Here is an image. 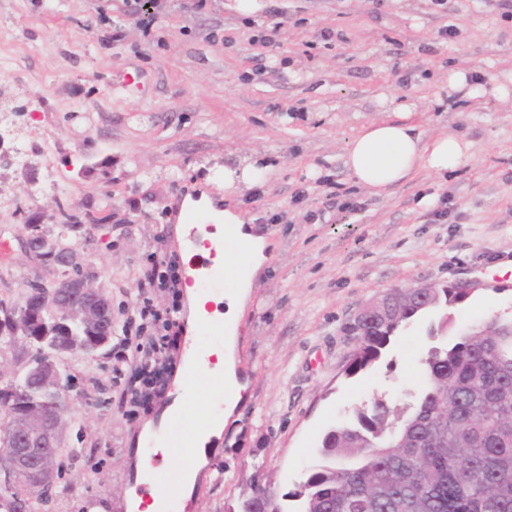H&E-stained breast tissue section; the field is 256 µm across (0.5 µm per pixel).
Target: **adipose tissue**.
I'll list each match as a JSON object with an SVG mask.
<instances>
[{
    "label": "adipose tissue",
    "instance_id": "1",
    "mask_svg": "<svg viewBox=\"0 0 512 512\" xmlns=\"http://www.w3.org/2000/svg\"><path fill=\"white\" fill-rule=\"evenodd\" d=\"M465 158L466 145L461 137L446 134L427 141L411 124L384 121L361 128L346 153L345 166L358 186L380 194L423 169L439 175L456 170ZM214 220V230L206 236L208 244L203 247V254L213 255L215 265L233 267L242 289L251 287L256 272L267 259L264 242L249 232L235 210L227 208L215 213ZM238 242L247 246L246 254L240 258L227 249L228 244ZM214 355L211 362L204 358L187 361L176 374L182 386L192 376L204 373L213 380L208 406L200 421L186 433L192 455V463L183 471L180 484L186 499L191 496L201 468L215 453L213 445L224 430L227 414L242 401L246 390L235 374L231 357L220 348L215 349Z\"/></svg>",
    "mask_w": 512,
    "mask_h": 512
}]
</instances>
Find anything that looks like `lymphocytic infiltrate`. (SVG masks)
Instances as JSON below:
<instances>
[{"label":"lymphocytic infiltrate","instance_id":"f902f5d3","mask_svg":"<svg viewBox=\"0 0 512 512\" xmlns=\"http://www.w3.org/2000/svg\"><path fill=\"white\" fill-rule=\"evenodd\" d=\"M138 285V296L112 344V375L122 386L119 402L135 412L161 399L169 381L171 353L178 346L175 316L182 292L177 255L160 247L152 251ZM159 292L170 296L169 306L155 304Z\"/></svg>","mask_w":512,"mask_h":512}]
</instances>
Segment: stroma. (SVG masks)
Wrapping results in <instances>:
<instances>
[{"instance_id": "35a3bbf8", "label": "stroma", "mask_w": 512, "mask_h": 512, "mask_svg": "<svg viewBox=\"0 0 512 512\" xmlns=\"http://www.w3.org/2000/svg\"><path fill=\"white\" fill-rule=\"evenodd\" d=\"M0 0V108L29 149L0 140V298L52 274L23 251L25 223L59 204L103 228L85 252L121 322L155 236L181 252L174 207L207 192L241 210L268 243L233 338L246 399L200 473L192 512H226L254 482L292 491L324 434L381 398L419 393L431 346L512 315V14L503 0ZM287 17L275 46L254 44L270 5ZM453 37H441L442 29ZM405 118L425 139L461 136L465 163L419 171L380 195L351 179L361 127ZM254 164L253 186L224 193V171ZM39 194H32V187ZM449 200L444 221L434 212ZM478 281L466 302L408 324L376 365L350 376L347 328L376 292ZM437 336H430V329ZM71 492L47 512H125L145 427L183 460L166 400L132 417L112 355L72 356Z\"/></svg>"}]
</instances>
